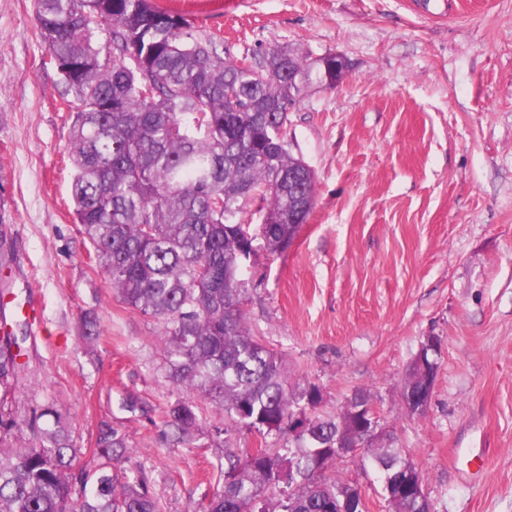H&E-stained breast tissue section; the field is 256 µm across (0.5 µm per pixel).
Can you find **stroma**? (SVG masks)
<instances>
[{
  "instance_id": "35a3bbf8",
  "label": "stroma",
  "mask_w": 512,
  "mask_h": 512,
  "mask_svg": "<svg viewBox=\"0 0 512 512\" xmlns=\"http://www.w3.org/2000/svg\"><path fill=\"white\" fill-rule=\"evenodd\" d=\"M189 14L226 57L288 48L352 65L289 113L288 139L315 174L316 201L291 247L259 258L246 303L254 336L291 383L338 412L353 391L377 402L420 470L434 512H512V0H161ZM34 0H0V222L14 260L0 334H26V375L0 418L54 404L89 446L105 421L125 435L162 512H191L225 447L275 444L208 428L193 447L166 410L161 326L119 302L74 221L71 122L47 63ZM35 302L39 321L18 307ZM99 337L84 338L86 322ZM428 336L440 337L431 402L405 414L399 389ZM360 452L335 466L385 512Z\"/></svg>"
}]
</instances>
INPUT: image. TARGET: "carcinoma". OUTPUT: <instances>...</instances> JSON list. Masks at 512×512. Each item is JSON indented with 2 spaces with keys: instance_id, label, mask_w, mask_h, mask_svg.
I'll return each instance as SVG.
<instances>
[{
  "instance_id": "obj_1",
  "label": "carcinoma",
  "mask_w": 512,
  "mask_h": 512,
  "mask_svg": "<svg viewBox=\"0 0 512 512\" xmlns=\"http://www.w3.org/2000/svg\"><path fill=\"white\" fill-rule=\"evenodd\" d=\"M36 20L60 83L73 94L71 197L81 232L116 299L161 323L165 378L214 405L211 434L231 429L265 437L271 448L224 449L216 487L201 512H338L358 492L336 478L340 427L309 416L314 383L292 387L283 359L245 322L249 275L260 254L292 244L297 201L288 173H304L312 212V169L288 150V110L321 83L323 58L287 48L252 61L218 53L183 14L157 0H35ZM108 31L112 49L100 43ZM259 202L262 222L246 224ZM14 259L0 224V268ZM0 340V386L25 372L21 343ZM399 399L411 417L409 378ZM176 442L193 443L197 405L168 410ZM28 443L0 446V512H161L141 470L123 467L124 435L102 422L93 448H80L53 406L24 420ZM101 459L91 472L80 465ZM370 461L381 484L413 465L396 441ZM386 512H430V498L406 495Z\"/></svg>"
}]
</instances>
